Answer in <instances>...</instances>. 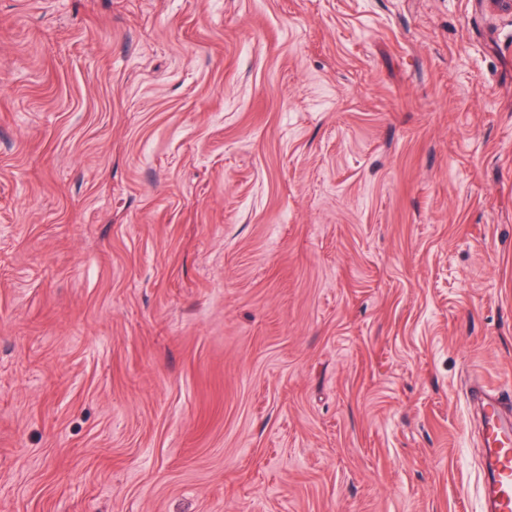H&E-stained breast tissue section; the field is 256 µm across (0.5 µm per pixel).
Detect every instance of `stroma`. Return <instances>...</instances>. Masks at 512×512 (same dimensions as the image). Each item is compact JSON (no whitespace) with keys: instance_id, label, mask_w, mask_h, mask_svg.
<instances>
[{"instance_id":"obj_1","label":"stroma","mask_w":512,"mask_h":512,"mask_svg":"<svg viewBox=\"0 0 512 512\" xmlns=\"http://www.w3.org/2000/svg\"><path fill=\"white\" fill-rule=\"evenodd\" d=\"M512 12L0 0V512H484Z\"/></svg>"}]
</instances>
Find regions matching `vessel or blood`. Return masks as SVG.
<instances>
[{"label": "vessel or blood", "instance_id": "vessel-or-blood-1", "mask_svg": "<svg viewBox=\"0 0 512 512\" xmlns=\"http://www.w3.org/2000/svg\"><path fill=\"white\" fill-rule=\"evenodd\" d=\"M482 422L483 455L480 466L486 479L489 512H512V419L499 392L475 387Z\"/></svg>", "mask_w": 512, "mask_h": 512}]
</instances>
